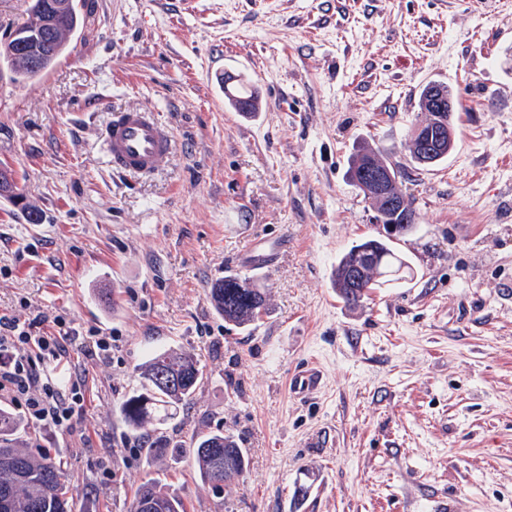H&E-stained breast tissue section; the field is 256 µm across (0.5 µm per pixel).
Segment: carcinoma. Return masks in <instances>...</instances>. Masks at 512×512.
Here are the masks:
<instances>
[{
    "label": "carcinoma",
    "instance_id": "obj_1",
    "mask_svg": "<svg viewBox=\"0 0 512 512\" xmlns=\"http://www.w3.org/2000/svg\"><path fill=\"white\" fill-rule=\"evenodd\" d=\"M47 4L48 0H31L32 21L0 40V64L8 67L19 81H32L51 68L66 51L69 36L82 25V16L73 0H66V7L58 15L41 55L36 59L31 57L19 47L17 33L40 28ZM226 98L241 112L257 110L258 97L246 83L226 93ZM377 252L384 255L386 265L399 261V255L387 244L370 239L351 246L334 266L333 286L345 303L356 305L369 289L385 285L371 274L357 281L347 279L350 269L367 268L369 256ZM209 298L224 321L235 326L253 323L265 308L263 289L236 275H226L212 283ZM141 379L140 389L121 404L124 421L135 432L149 424L162 425L172 418L176 406L192 399L204 373L191 354L163 350L147 361ZM21 427V419L0 406V512H85L77 507L74 492L65 484L57 459L47 451L35 452L17 444ZM150 451L159 458L170 452L189 455L202 480L218 495L247 468L245 450L222 430L197 433L190 448H172L168 440L159 436L152 442ZM128 512H187V507L181 496L151 482L138 490Z\"/></svg>",
    "mask_w": 512,
    "mask_h": 512
}]
</instances>
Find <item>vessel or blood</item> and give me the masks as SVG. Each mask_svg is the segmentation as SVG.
<instances>
[{
	"mask_svg": "<svg viewBox=\"0 0 512 512\" xmlns=\"http://www.w3.org/2000/svg\"><path fill=\"white\" fill-rule=\"evenodd\" d=\"M100 138L113 170L145 178L158 170L174 146L170 129L154 112L138 107L113 112Z\"/></svg>",
	"mask_w": 512,
	"mask_h": 512,
	"instance_id": "1",
	"label": "vessel or blood"
}]
</instances>
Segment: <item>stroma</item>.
Masks as SVG:
<instances>
[{"label": "stroma", "mask_w": 512, "mask_h": 512, "mask_svg": "<svg viewBox=\"0 0 512 512\" xmlns=\"http://www.w3.org/2000/svg\"><path fill=\"white\" fill-rule=\"evenodd\" d=\"M84 24L37 79L0 69V314L65 316L121 341L111 364L70 350L89 400L73 432L29 426L90 512H127L150 480L188 512H512V0H78ZM248 82L260 110L224 97ZM448 87L456 147L405 149L423 87ZM155 109L176 149L148 179L110 169L113 111ZM373 149L399 167L415 228L394 245L412 280L356 308L337 258L382 229L346 178ZM42 221L28 223L26 205ZM282 240L244 268L254 241ZM234 274L267 305L226 323L211 284ZM27 307H20V300ZM204 380L165 424L120 412L154 353ZM322 374L293 394L304 365ZM221 429L248 468L222 497L156 436Z\"/></svg>", "instance_id": "35a3bbf8"}]
</instances>
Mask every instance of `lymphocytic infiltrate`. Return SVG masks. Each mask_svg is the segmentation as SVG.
Here are the masks:
<instances>
[{
	"label": "lymphocytic infiltrate",
	"mask_w": 512,
	"mask_h": 512,
	"mask_svg": "<svg viewBox=\"0 0 512 512\" xmlns=\"http://www.w3.org/2000/svg\"><path fill=\"white\" fill-rule=\"evenodd\" d=\"M117 337L91 328L74 333L65 317L38 315L29 320L0 315V399L39 427L72 430L85 407L86 383L70 376L59 384L51 370L78 348L93 362H108Z\"/></svg>",
	"instance_id": "f902f5d3"
}]
</instances>
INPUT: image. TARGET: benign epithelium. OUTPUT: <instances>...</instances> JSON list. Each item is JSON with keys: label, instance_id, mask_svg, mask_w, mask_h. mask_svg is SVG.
<instances>
[{"label": "benign epithelium", "instance_id": "7a95c632", "mask_svg": "<svg viewBox=\"0 0 512 512\" xmlns=\"http://www.w3.org/2000/svg\"><path fill=\"white\" fill-rule=\"evenodd\" d=\"M423 110L429 120L417 125L412 134L410 145L419 155L420 163L431 165L438 156L449 150L454 142L452 115L454 102L448 90L439 85H432L423 99ZM364 189L371 190L370 196L375 198V223L383 228L386 237H394L399 227L388 221V212L392 209L402 210V198L392 191L396 181L393 168L370 160L361 170Z\"/></svg>", "mask_w": 512, "mask_h": 512}]
</instances>
